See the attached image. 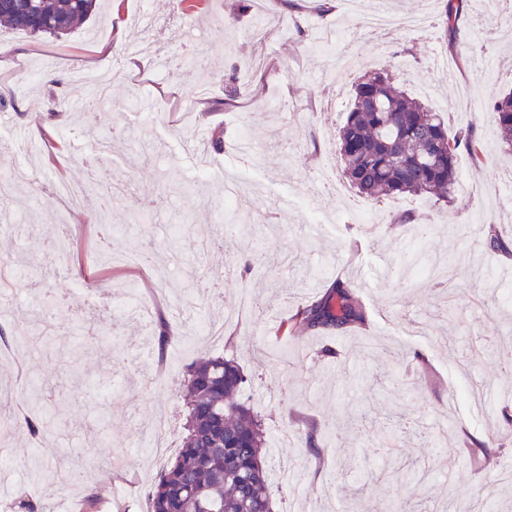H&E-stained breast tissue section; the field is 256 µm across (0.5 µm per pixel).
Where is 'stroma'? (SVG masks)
I'll return each mask as SVG.
<instances>
[{"label": "stroma", "mask_w": 512, "mask_h": 512, "mask_svg": "<svg viewBox=\"0 0 512 512\" xmlns=\"http://www.w3.org/2000/svg\"><path fill=\"white\" fill-rule=\"evenodd\" d=\"M100 0L99 11L62 39L0 32V165L33 172V181L0 197L12 233L0 232V260L27 276L0 298V332L34 346L25 370L0 362V401L16 407L38 396L51 434L32 439L0 425L20 472L11 493L52 502L55 512H146L147 493L176 455L183 435L179 386L202 352L236 358L250 377L243 391L267 433L288 427L294 441L267 456L269 472L294 470L293 488L271 484L276 512L317 502L321 512H387L408 502L423 512L442 486L457 505L479 500L488 512H512V364L500 350L512 341V303L491 297L512 271V211L498 200L512 183V154L501 148L490 114L494 96L512 89V28L488 39L477 28L483 9L464 0L462 32L449 42L442 17L421 0H357L363 13L426 14L417 30L398 29L386 43L356 27L348 0ZM275 22L265 46L246 32L259 10ZM138 52L128 56L127 44ZM191 51L210 70L193 79L173 75L154 83L155 49ZM264 54L261 69L244 61ZM455 75L440 79L441 66ZM386 69L396 85L448 118L451 130L472 128L484 147L480 163L460 153L456 167L468 198H390L358 194L343 175L337 190L321 186L317 167L337 157V134L355 82ZM82 70L109 75L113 110H68L84 100ZM344 73V90L332 77ZM149 91L161 109L134 99ZM225 102L211 108L213 99ZM42 145L19 151L18 130ZM249 133L263 159L242 160L236 143ZM112 137V169L128 190L109 223L95 205L73 200L59 216L43 183L85 180L84 163L104 135ZM221 137V148L212 140ZM244 198L224 213L225 182ZM431 225L414 237L403 215ZM320 225L313 234L311 225ZM496 225L508 252L488 249L468 225ZM69 248L60 251L58 241ZM144 252L168 268L166 295L154 308L129 303L131 289L149 292L137 269H105L104 250ZM262 257L265 272L244 273V257ZM353 281L366 308L365 325L342 333L305 331L276 337L271 320L320 298L335 277ZM58 296L51 312L45 296ZM122 304L113 312L97 296ZM221 325L219 343L206 342L199 314ZM170 339L155 341L159 323ZM365 347L385 349L376 359ZM493 386L489 411L478 417L460 388ZM171 424L167 456L147 444L152 421ZM431 468L424 484H401L386 459ZM87 474L71 500L62 474L69 463ZM69 492V491H68Z\"/></svg>", "instance_id": "obj_1"}]
</instances>
